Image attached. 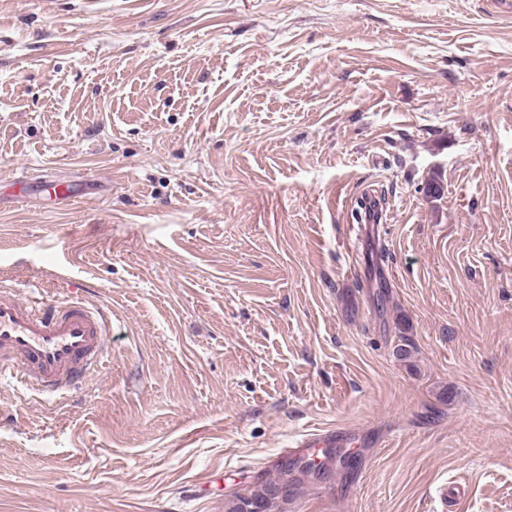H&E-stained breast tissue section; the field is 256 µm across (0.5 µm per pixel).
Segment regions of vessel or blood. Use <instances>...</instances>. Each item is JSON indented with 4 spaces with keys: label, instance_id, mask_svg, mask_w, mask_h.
<instances>
[{
    "label": "vessel or blood",
    "instance_id": "1",
    "mask_svg": "<svg viewBox=\"0 0 512 512\" xmlns=\"http://www.w3.org/2000/svg\"><path fill=\"white\" fill-rule=\"evenodd\" d=\"M109 318L91 303L74 300L48 308L16 289H0V378L11 375L46 398L63 395L92 374L108 355ZM343 431L313 435L300 444L302 456L315 448H348Z\"/></svg>",
    "mask_w": 512,
    "mask_h": 512
}]
</instances>
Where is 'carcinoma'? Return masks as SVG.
<instances>
[{
	"label": "carcinoma",
	"mask_w": 512,
	"mask_h": 512,
	"mask_svg": "<svg viewBox=\"0 0 512 512\" xmlns=\"http://www.w3.org/2000/svg\"><path fill=\"white\" fill-rule=\"evenodd\" d=\"M297 459L281 467L277 479H258L247 494L236 493L225 501V512H280V504L288 502L294 486L304 482L310 469H300Z\"/></svg>",
	"instance_id": "carcinoma-1"
}]
</instances>
